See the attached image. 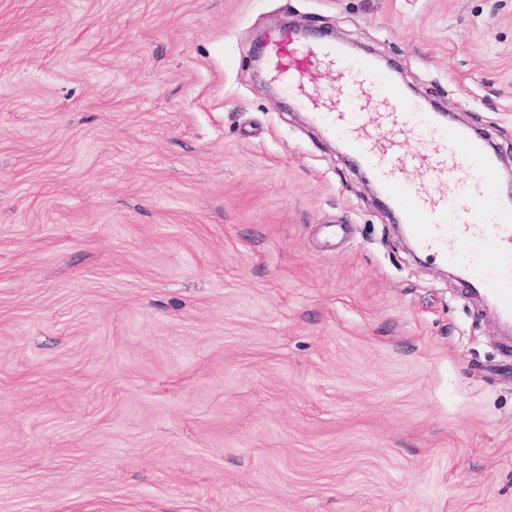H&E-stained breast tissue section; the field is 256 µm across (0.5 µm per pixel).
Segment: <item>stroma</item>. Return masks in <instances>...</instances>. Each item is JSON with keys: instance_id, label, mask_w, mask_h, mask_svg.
I'll list each match as a JSON object with an SVG mask.
<instances>
[{"instance_id": "35a3bbf8", "label": "stroma", "mask_w": 512, "mask_h": 512, "mask_svg": "<svg viewBox=\"0 0 512 512\" xmlns=\"http://www.w3.org/2000/svg\"><path fill=\"white\" fill-rule=\"evenodd\" d=\"M292 28L512 161V0H0V512H512V338L266 85Z\"/></svg>"}]
</instances>
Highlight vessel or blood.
I'll use <instances>...</instances> for the list:
<instances>
[{
    "label": "vessel or blood",
    "mask_w": 512,
    "mask_h": 512,
    "mask_svg": "<svg viewBox=\"0 0 512 512\" xmlns=\"http://www.w3.org/2000/svg\"><path fill=\"white\" fill-rule=\"evenodd\" d=\"M276 75L289 92L313 78L321 65L337 66L342 78L332 91L302 99L315 121L344 137L349 153L371 162L376 181L408 224L415 244L479 284L500 321L512 324V188L497 178L485 143L461 127H449L420 103L407 101L390 71L368 58L349 60L331 42L287 32L270 47ZM376 102L381 123L433 135L429 155L396 154L389 140H377L360 121L363 104ZM425 165L427 181H410L408 168ZM472 172L462 194H451L448 175Z\"/></svg>",
    "instance_id": "vessel-or-blood-1"
}]
</instances>
